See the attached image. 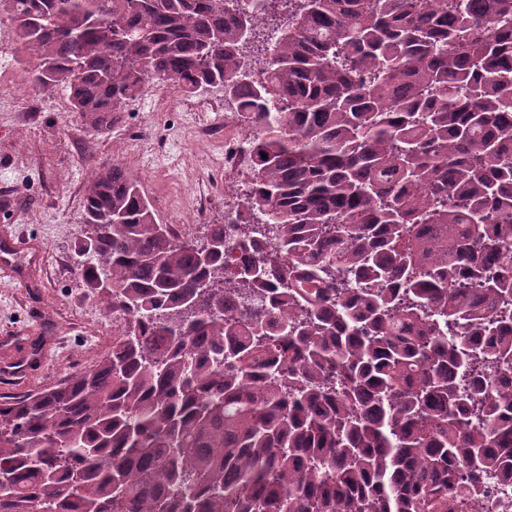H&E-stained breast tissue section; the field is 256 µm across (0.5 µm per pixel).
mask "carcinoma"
<instances>
[{
	"label": "carcinoma",
	"instance_id": "obj_1",
	"mask_svg": "<svg viewBox=\"0 0 512 512\" xmlns=\"http://www.w3.org/2000/svg\"><path fill=\"white\" fill-rule=\"evenodd\" d=\"M0 13L96 132L149 83L220 86L254 128L205 260L125 165L96 171L77 266L134 327L0 400V512H489L488 480L512 488V0Z\"/></svg>",
	"mask_w": 512,
	"mask_h": 512
}]
</instances>
